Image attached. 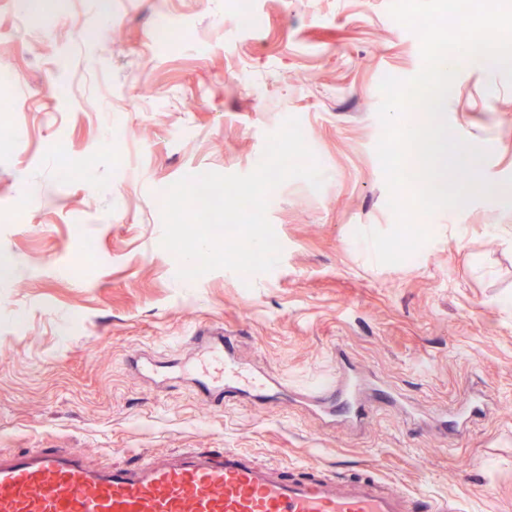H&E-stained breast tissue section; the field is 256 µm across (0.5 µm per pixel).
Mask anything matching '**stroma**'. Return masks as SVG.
I'll return each mask as SVG.
<instances>
[{
    "label": "stroma",
    "instance_id": "1",
    "mask_svg": "<svg viewBox=\"0 0 512 512\" xmlns=\"http://www.w3.org/2000/svg\"><path fill=\"white\" fill-rule=\"evenodd\" d=\"M390 3L252 0L251 26L231 0H0L13 98L0 110V455L69 448L103 467L237 448L512 512V85L470 66L445 108L487 150L495 197L437 212L415 259L379 263L359 237L395 222L379 83L422 66ZM162 18L177 44L154 41ZM94 26L117 39L87 41ZM290 117L328 178L271 192L279 263L179 279L158 199L187 175L250 173ZM220 331L292 395L219 410L192 382L158 386L132 365L189 356L188 337ZM341 357L395 397L359 425L324 424L297 396ZM475 399L482 413L445 440Z\"/></svg>",
    "mask_w": 512,
    "mask_h": 512
}]
</instances>
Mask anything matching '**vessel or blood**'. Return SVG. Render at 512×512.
I'll list each match as a JSON object with an SVG mask.
<instances>
[{
	"instance_id": "obj_1",
	"label": "vessel or blood",
	"mask_w": 512,
	"mask_h": 512,
	"mask_svg": "<svg viewBox=\"0 0 512 512\" xmlns=\"http://www.w3.org/2000/svg\"><path fill=\"white\" fill-rule=\"evenodd\" d=\"M187 370L213 404L250 393L283 390L270 375L239 365L227 341H215ZM306 399L328 417L362 422L391 401L378 388L363 396L354 375L312 380ZM449 502L382 488L370 476H341L315 463L298 468L262 464L238 449L175 452L141 458L133 467H93L64 448L0 456V512H450Z\"/></svg>"
}]
</instances>
